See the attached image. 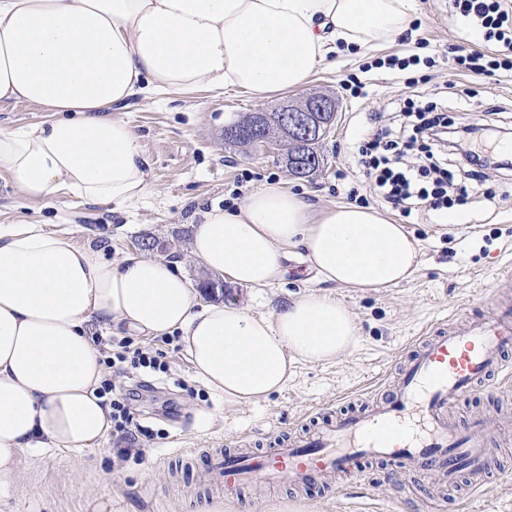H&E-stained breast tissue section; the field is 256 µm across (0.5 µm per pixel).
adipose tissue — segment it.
<instances>
[{
    "label": "adipose tissue",
    "mask_w": 512,
    "mask_h": 512,
    "mask_svg": "<svg viewBox=\"0 0 512 512\" xmlns=\"http://www.w3.org/2000/svg\"><path fill=\"white\" fill-rule=\"evenodd\" d=\"M414 17L415 0H0V101L51 115L0 129V175L33 202L63 193L132 207L152 191L150 161L112 107L204 85L261 99L297 90L330 55L389 42ZM296 247L339 288L396 287L419 258L404 225L356 205L315 217L277 184L205 211L190 254L258 288L285 276ZM97 323L178 336L195 377L237 404L282 390L298 362L336 361L359 336L348 306L322 292L272 317L233 302L201 309L179 262L115 263L39 224L0 227V490L22 486L28 451L80 453L111 429Z\"/></svg>",
    "instance_id": "adipose-tissue-1"
}]
</instances>
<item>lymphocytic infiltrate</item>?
Segmentation results:
<instances>
[{
    "label": "lymphocytic infiltrate",
    "mask_w": 512,
    "mask_h": 512,
    "mask_svg": "<svg viewBox=\"0 0 512 512\" xmlns=\"http://www.w3.org/2000/svg\"><path fill=\"white\" fill-rule=\"evenodd\" d=\"M448 16L459 24L462 34L480 35L493 45L488 52L462 42L451 45L461 74L471 78L512 75V0H448ZM405 118L400 129L380 127L360 135L357 157L368 186L361 195L349 192L350 201L365 205L374 195L399 209L403 217L423 210L439 220L450 209L468 204L469 189L483 181L485 169L512 168V160L498 151L488 125L450 116L434 103L409 107ZM104 363L122 377L169 370L163 351L139 346L127 337L113 340ZM99 393L108 399L113 431L124 438L133 433L154 438V430L141 425L133 410L137 389L106 380Z\"/></svg>",
    "instance_id": "1"
}]
</instances>
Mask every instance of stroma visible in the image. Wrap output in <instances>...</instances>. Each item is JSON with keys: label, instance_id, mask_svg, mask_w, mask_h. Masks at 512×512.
<instances>
[{"label": "stroma", "instance_id": "35a3bbf8", "mask_svg": "<svg viewBox=\"0 0 512 512\" xmlns=\"http://www.w3.org/2000/svg\"><path fill=\"white\" fill-rule=\"evenodd\" d=\"M416 4L415 22L431 45L457 43L448 0ZM403 50L393 40L331 55L303 90L264 99L208 87L178 95L138 94L119 114L134 127L151 161L153 195L115 212L71 195L32 202L0 178V225L41 224L102 249L105 258L115 261L142 254V239L156 240L166 246L163 258L180 262L195 286L210 276L190 256L202 211L214 203L237 204L269 182L302 195L316 213L344 203L349 189L367 186L354 158L359 135L373 119L399 127L406 99L434 101L452 110L465 102L472 119L512 128V79L459 76L452 55L445 52L421 70L398 74L384 67V60ZM351 79L365 82L367 97L351 96L345 88ZM311 93L330 95L338 106L336 123L319 144L324 162L312 176L294 177L276 154L225 140V128L241 116L274 112ZM407 230L419 244V264L412 278L397 287L334 288L307 276L301 250L292 249L284 279L263 288L228 282L214 298L199 300L203 306L234 301L271 315L309 291L334 293L351 309L359 328L358 343L349 354L331 364H299L282 391L239 405L195 378L184 349L150 339V346L163 348L170 371L157 390L143 393L137 414L142 425L163 430V437L146 443L110 434L98 448L79 455L56 448L31 455L23 490L0 494V512H86L84 497L91 491L121 495L128 512H197L199 504L217 499L231 512H276L290 501L302 505L304 512H512V483L494 472L475 492L468 473H460L455 488H439L434 497L429 481L418 473L375 461L366 463L359 477L306 491L246 484L228 497L221 487H203L196 480L207 449L265 444L289 431L314 433L326 415L352 411L373 393L383 392L398 360L434 323L460 312L487 313L501 286L497 271L512 263V197L483 199L449 211L444 224L431 223L421 214ZM166 401L174 406V415L163 416ZM507 412L512 413V381L464 395L452 408L460 422L484 421L490 441L503 452L502 467L512 470V421L503 418ZM130 446L144 448V457L118 461L117 448ZM182 448L195 449V456H179Z\"/></svg>", "mask_w": 512, "mask_h": 512}]
</instances>
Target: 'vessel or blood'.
Returning a JSON list of instances; mask_svg holds the SVG:
<instances>
[{"label": "vessel or blood", "instance_id": "obj_1", "mask_svg": "<svg viewBox=\"0 0 512 512\" xmlns=\"http://www.w3.org/2000/svg\"><path fill=\"white\" fill-rule=\"evenodd\" d=\"M509 350L512 304L488 318L434 327L371 406L327 419L312 436L278 438L271 448L214 451L197 479L220 484L229 496L251 483L327 487L336 477L359 475L364 463L396 461L451 486L465 471L479 488L483 474L498 467L499 451L488 445L480 422L460 426L448 409L490 378L511 379Z\"/></svg>", "mask_w": 512, "mask_h": 512}]
</instances>
